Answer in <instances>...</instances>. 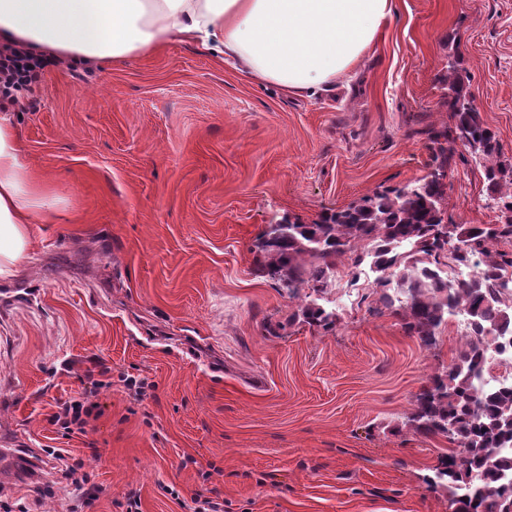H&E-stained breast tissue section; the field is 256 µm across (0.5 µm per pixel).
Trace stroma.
I'll list each match as a JSON object with an SVG mask.
<instances>
[{"instance_id": "obj_1", "label": "stroma", "mask_w": 512, "mask_h": 512, "mask_svg": "<svg viewBox=\"0 0 512 512\" xmlns=\"http://www.w3.org/2000/svg\"><path fill=\"white\" fill-rule=\"evenodd\" d=\"M512 158V0H394L360 64L316 96L261 85L176 37L117 63L58 64L17 113L24 161L47 184L19 271L0 278V498L12 512H449L429 484L452 450L407 420L460 349L380 311L339 267L335 329L293 320L312 290L257 263L273 218L305 223L426 176L430 132L452 126L448 56ZM446 192L462 224H495L483 169L451 146ZM112 369L92 389L88 368ZM153 383L135 399L127 377ZM101 415L62 437L58 402ZM82 460L91 505L40 498L44 451Z\"/></svg>"}]
</instances>
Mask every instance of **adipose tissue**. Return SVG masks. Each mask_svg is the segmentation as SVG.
Returning <instances> with one entry per match:
<instances>
[{"label":"adipose tissue","instance_id":"obj_1","mask_svg":"<svg viewBox=\"0 0 512 512\" xmlns=\"http://www.w3.org/2000/svg\"><path fill=\"white\" fill-rule=\"evenodd\" d=\"M393 0H0V42L72 67L127 60L180 36L249 78L315 94L358 64ZM45 192L23 161L13 98H0V275L31 246Z\"/></svg>","mask_w":512,"mask_h":512}]
</instances>
